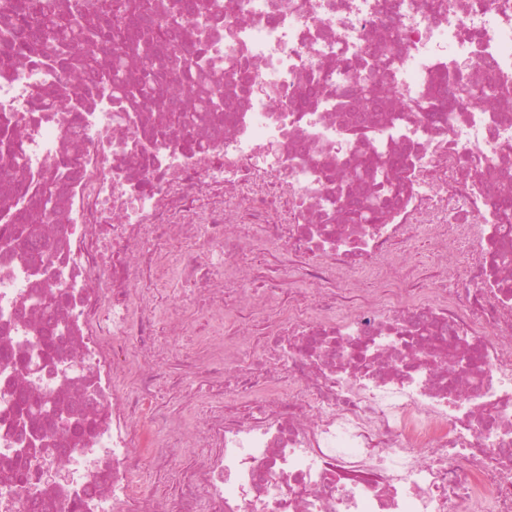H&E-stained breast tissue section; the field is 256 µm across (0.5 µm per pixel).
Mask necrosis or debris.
I'll return each mask as SVG.
<instances>
[{
    "mask_svg": "<svg viewBox=\"0 0 512 512\" xmlns=\"http://www.w3.org/2000/svg\"><path fill=\"white\" fill-rule=\"evenodd\" d=\"M421 2L186 13L177 50L225 86L192 154L140 101L33 109L50 60L0 74V215L60 196L52 277L0 229V512H512V108L449 111L441 80L512 92V0ZM376 70L385 92L344 95ZM361 166L382 223L343 218ZM421 224L426 288L394 259ZM191 343L185 390L164 370Z\"/></svg>",
    "mask_w": 512,
    "mask_h": 512,
    "instance_id": "obj_1",
    "label": "necrosis or debris"
}]
</instances>
